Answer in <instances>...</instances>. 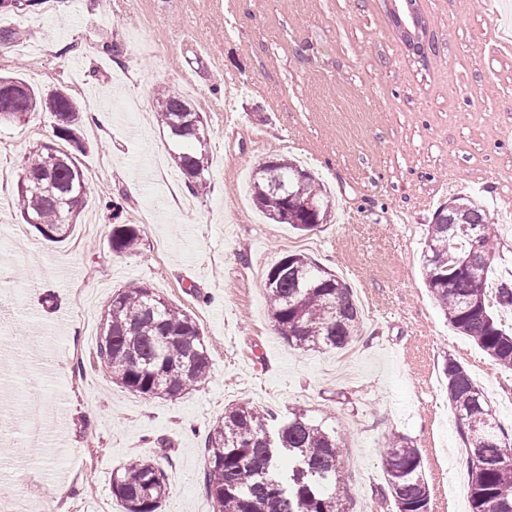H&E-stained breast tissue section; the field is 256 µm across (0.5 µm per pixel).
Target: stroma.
Masks as SVG:
<instances>
[{"instance_id": "1", "label": "stroma", "mask_w": 512, "mask_h": 512, "mask_svg": "<svg viewBox=\"0 0 512 512\" xmlns=\"http://www.w3.org/2000/svg\"><path fill=\"white\" fill-rule=\"evenodd\" d=\"M393 0H36L0 28V72L65 89L110 113L107 134L84 123L77 160L89 197L55 241L24 223V158L55 141V119L0 127V416L21 425L16 397L57 408L42 440L0 442V512H122L112 475L133 456L169 478L161 512H213L204 443L227 406L287 417L306 410L344 434L347 512H396L383 495V451L394 434L418 448L429 512H471L463 435L448 399L446 359L486 397L512 388L454 329L421 265L435 209L471 195L499 229L490 278H512V0H416L420 49L392 19ZM166 87L201 103L210 131V188L188 191L151 100ZM285 157L315 173L334 203L328 223L300 234L267 220L249 194L259 163ZM141 184L139 193L129 181ZM137 210L140 249L113 253L103 198ZM182 199L179 207L170 198ZM302 253L365 297L348 368L337 353L288 344L266 301L268 270ZM195 293H187V286ZM146 286L183 307L209 346L208 378L178 399L130 392L98 366L75 317L90 296L91 336L113 294ZM55 292L48 310L42 297ZM70 486L55 495L58 484Z\"/></svg>"}]
</instances>
